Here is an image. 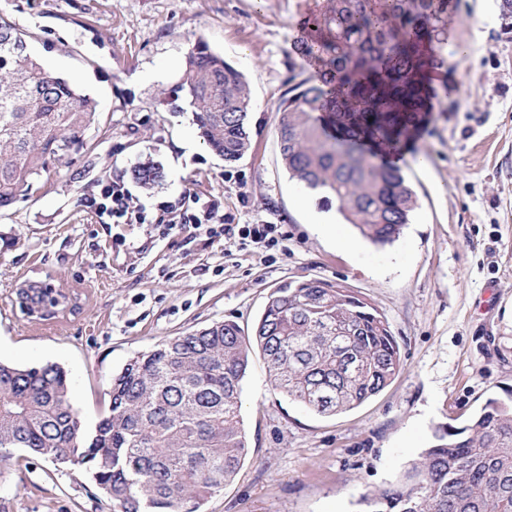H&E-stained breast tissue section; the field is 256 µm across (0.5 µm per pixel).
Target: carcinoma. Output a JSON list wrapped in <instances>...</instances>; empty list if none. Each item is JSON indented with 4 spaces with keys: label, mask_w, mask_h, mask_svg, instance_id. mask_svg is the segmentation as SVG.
Listing matches in <instances>:
<instances>
[{
    "label": "carcinoma",
    "mask_w": 512,
    "mask_h": 512,
    "mask_svg": "<svg viewBox=\"0 0 512 512\" xmlns=\"http://www.w3.org/2000/svg\"><path fill=\"white\" fill-rule=\"evenodd\" d=\"M458 0H328L303 21L292 51L318 65L281 98L276 136L291 178L336 199L371 243L400 236L415 207L402 170L365 145L403 150L435 108L431 73L445 65ZM203 142L227 164L250 150V88L199 39L176 88ZM97 105L0 19V210L81 142ZM19 305L49 315L66 297L34 286ZM274 387L319 416L352 410L404 366L390 325L354 291L323 279L274 289L247 336L233 321L169 338L112 378L109 404L87 423L62 367L0 363V463L23 448L83 468L114 512H183L224 490L248 453L241 382L252 352ZM365 512H512V398H490L462 427L444 424L395 482L363 496Z\"/></svg>",
    "instance_id": "obj_1"
}]
</instances>
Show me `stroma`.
Instances as JSON below:
<instances>
[{
	"instance_id": "1",
	"label": "stroma",
	"mask_w": 512,
	"mask_h": 512,
	"mask_svg": "<svg viewBox=\"0 0 512 512\" xmlns=\"http://www.w3.org/2000/svg\"><path fill=\"white\" fill-rule=\"evenodd\" d=\"M328 0H0V18L31 53L98 104L79 149L39 177L29 199L0 212V362H48L67 373L83 418L134 356L170 337L232 320L251 332L281 283L319 278L358 292L389 322L404 359L360 407L321 417L274 389L253 356L242 382L248 455L199 512H361L393 482L437 425L460 426L512 393V33L498 0H461L448 15L440 109L414 134L401 166L416 207L378 247L283 167L280 98L314 74L290 42ZM223 53L251 87L252 146L226 165L192 115L172 107L196 39ZM161 176L143 185L145 162ZM123 181L152 220L188 195L215 201L229 224H272L277 242L208 237L193 224L160 232L112 224L88 208ZM337 226L317 230V218ZM42 282L66 295L56 317L23 311L16 292ZM0 512H112L84 470L41 457L0 468Z\"/></svg>"
}]
</instances>
